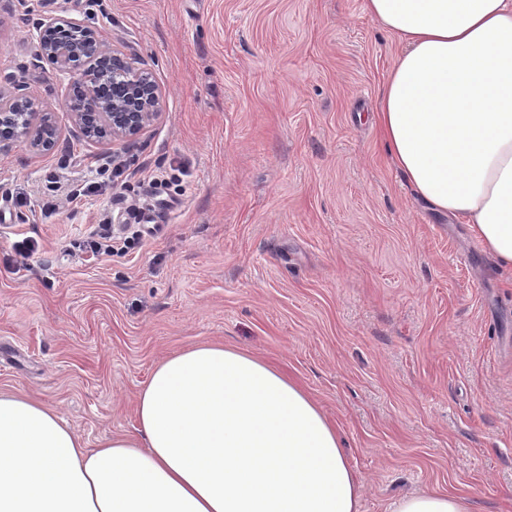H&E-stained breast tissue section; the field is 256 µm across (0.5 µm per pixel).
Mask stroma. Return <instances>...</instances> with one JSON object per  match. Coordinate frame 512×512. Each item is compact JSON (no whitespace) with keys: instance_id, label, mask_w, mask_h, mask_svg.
<instances>
[{"instance_id":"35a3bbf8","label":"stroma","mask_w":512,"mask_h":512,"mask_svg":"<svg viewBox=\"0 0 512 512\" xmlns=\"http://www.w3.org/2000/svg\"><path fill=\"white\" fill-rule=\"evenodd\" d=\"M363 5L0 0V73L61 130L0 154V389L92 449L134 431L161 358L221 342L319 401L361 512L428 490L512 512V275L392 163L373 115L400 46ZM48 14L153 73L163 112L133 145L72 126L67 76L34 56ZM100 224L140 239L91 258Z\"/></svg>"}]
</instances>
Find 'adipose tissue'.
Listing matches in <instances>:
<instances>
[{"instance_id":"adipose-tissue-1","label":"adipose tissue","mask_w":512,"mask_h":512,"mask_svg":"<svg viewBox=\"0 0 512 512\" xmlns=\"http://www.w3.org/2000/svg\"><path fill=\"white\" fill-rule=\"evenodd\" d=\"M403 46L374 116L415 194L512 273V0H364ZM137 427L87 449L57 411L0 391V512H361L333 423L274 364L221 343L172 353ZM388 512H469L424 492Z\"/></svg>"}]
</instances>
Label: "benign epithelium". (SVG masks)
Returning <instances> with one entry per match:
<instances>
[{"mask_svg":"<svg viewBox=\"0 0 512 512\" xmlns=\"http://www.w3.org/2000/svg\"><path fill=\"white\" fill-rule=\"evenodd\" d=\"M57 29L51 42L43 31ZM51 14L45 16L36 41L37 56L70 76L66 111L71 123L88 140L110 138L130 144L162 113V91L151 71L133 51L118 48L98 36L72 39L70 30ZM12 75L0 79V153L23 141L42 153L59 142V128L48 112H39L32 99L14 91Z\"/></svg>","mask_w":512,"mask_h":512,"instance_id":"1","label":"benign epithelium"}]
</instances>
